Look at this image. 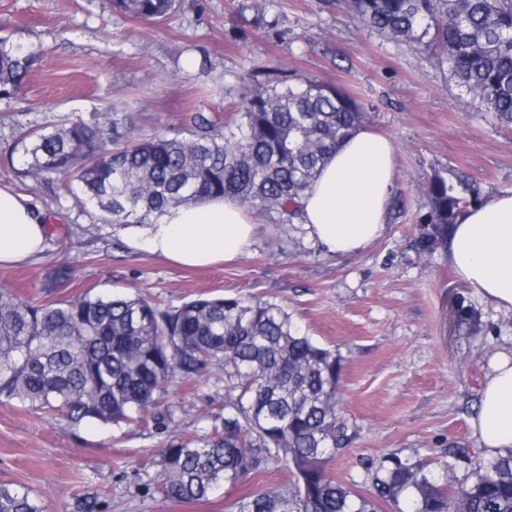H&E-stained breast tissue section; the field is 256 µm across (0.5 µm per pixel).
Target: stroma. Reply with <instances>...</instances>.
Returning a JSON list of instances; mask_svg holds the SVG:
<instances>
[{
	"label": "stroma",
	"mask_w": 512,
	"mask_h": 512,
	"mask_svg": "<svg viewBox=\"0 0 512 512\" xmlns=\"http://www.w3.org/2000/svg\"><path fill=\"white\" fill-rule=\"evenodd\" d=\"M0 36L35 58L12 95L0 97V185L30 198L54 244L33 262L0 266V289L23 297L67 268L53 296L121 293L179 305L198 294L282 305L303 333L340 358L342 416L350 444L329 462L344 483L371 493L367 467L384 455L427 464L443 476L447 448L474 447L470 421L494 356L512 348V311L461 281L444 252L419 254L422 188L433 171H466L482 196L512 194V128L496 124L449 84L425 55L368 30L348 0H178L160 21L129 17L112 0H0ZM308 76L355 95L367 126L396 147L394 194L406 213L361 253L337 258L303 225L256 214V235L237 260L189 269L129 246L126 226L58 193L55 178H19L18 129L89 118L112 109L133 136L179 127L202 105L233 112L258 82ZM478 312L475 330L460 307ZM228 392L174 381L160 400L166 429L74 427L17 401H0V481L31 490L43 512H76L98 497L101 512H232L245 495L285 483L287 472L252 474L181 503L159 490L155 459L169 437L204 435Z\"/></svg>",
	"instance_id": "35a3bbf8"
}]
</instances>
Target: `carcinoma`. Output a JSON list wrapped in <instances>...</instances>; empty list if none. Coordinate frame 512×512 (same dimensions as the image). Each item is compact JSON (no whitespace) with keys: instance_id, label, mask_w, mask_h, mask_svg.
<instances>
[{"instance_id":"obj_1","label":"carcinoma","mask_w":512,"mask_h":512,"mask_svg":"<svg viewBox=\"0 0 512 512\" xmlns=\"http://www.w3.org/2000/svg\"><path fill=\"white\" fill-rule=\"evenodd\" d=\"M177 0H112L134 18H165ZM360 21L397 45L427 54L448 80L512 127V0H351ZM31 53L0 37V95L27 74ZM366 114L348 92L302 76L258 84L240 111L196 108L170 135L127 136L120 112L64 117L18 133L21 177L47 174L101 212L106 222L148 225L169 207L231 197L300 219L298 199L341 140ZM417 240L431 255L446 248L461 212L483 202L464 172H435ZM68 278L59 269L24 299L0 290V400L71 424L166 426L156 396L178 376L195 381L224 372L231 395L204 437L173 438L160 449V492L195 502L248 473L287 471L294 481L239 498L234 512H512V448L487 457L448 448L446 477L425 465L383 456L369 470L375 495L340 482L327 469L350 435L339 412L340 360L300 333L279 304L261 298L199 294L178 305L142 297L52 298ZM465 463L461 481L449 478ZM0 512H42L24 487L0 482Z\"/></svg>"}]
</instances>
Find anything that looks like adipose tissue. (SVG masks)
I'll return each mask as SVG.
<instances>
[{"instance_id":"ef3b65f1","label":"adipose tissue","mask_w":512,"mask_h":512,"mask_svg":"<svg viewBox=\"0 0 512 512\" xmlns=\"http://www.w3.org/2000/svg\"><path fill=\"white\" fill-rule=\"evenodd\" d=\"M395 147L368 126L352 131L302 193L308 236L328 253L350 257L382 234L389 215ZM251 212L232 198H205L167 209L158 221L132 228L129 243L178 264L205 267L231 261L251 244ZM47 248L45 224L30 200L0 185V265L38 259ZM456 275L497 308L512 311V194L463 212L448 235ZM473 436L485 454L512 448V354L498 353L479 390Z\"/></svg>"}]
</instances>
